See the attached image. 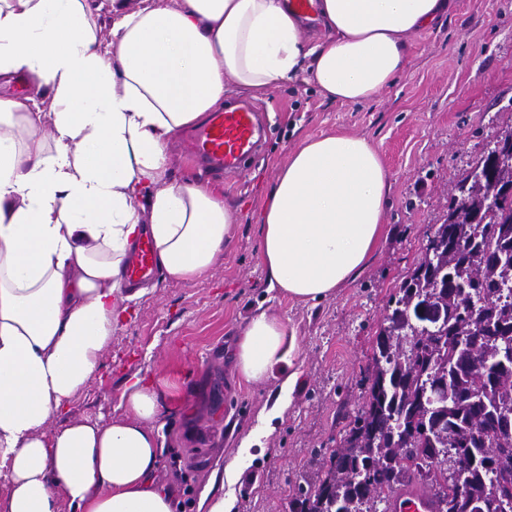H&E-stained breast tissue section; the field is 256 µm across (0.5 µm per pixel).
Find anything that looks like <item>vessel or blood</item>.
<instances>
[{
    "instance_id": "vessel-or-blood-1",
    "label": "vessel or blood",
    "mask_w": 512,
    "mask_h": 512,
    "mask_svg": "<svg viewBox=\"0 0 512 512\" xmlns=\"http://www.w3.org/2000/svg\"><path fill=\"white\" fill-rule=\"evenodd\" d=\"M264 135V121L248 106H225L210 113L207 122L190 138L186 151L192 159L217 176L240 174L256 156ZM150 236H142L134 245L124 269L127 286L158 277ZM395 512H435L429 493L409 485L394 496Z\"/></svg>"
}]
</instances>
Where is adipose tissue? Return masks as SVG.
<instances>
[{
  "label": "adipose tissue",
  "instance_id": "ef3b65f1",
  "mask_svg": "<svg viewBox=\"0 0 512 512\" xmlns=\"http://www.w3.org/2000/svg\"><path fill=\"white\" fill-rule=\"evenodd\" d=\"M0 0V482L6 512H177L154 476L177 374L125 384L122 414L69 418L120 319L123 271L149 234L168 279L191 282L224 258L231 210L210 183L168 178V145L229 91L257 99L307 77L324 100L363 104L409 64L408 36L451 0H317L324 34L303 38L286 0ZM390 177L354 134L305 139L268 189L258 258L269 287L319 302L378 247ZM299 353L295 332L260 312L231 359L260 383ZM60 427H53V420Z\"/></svg>",
  "mask_w": 512,
  "mask_h": 512
}]
</instances>
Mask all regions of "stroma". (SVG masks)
<instances>
[{
	"label": "stroma",
	"instance_id": "35a3bbf8",
	"mask_svg": "<svg viewBox=\"0 0 512 512\" xmlns=\"http://www.w3.org/2000/svg\"><path fill=\"white\" fill-rule=\"evenodd\" d=\"M409 44L401 80L368 104L327 102L301 79L257 101L269 125L262 149L242 175L217 184L234 224L223 260L192 282L159 278L129 304L100 371L72 403L75 417L114 419L128 378L176 371L190 395L166 420L177 444L156 479L183 512H197L212 471L235 458L234 512H296L301 492L319 487L366 407L376 338L402 282L445 222L458 184L512 131V0H454L448 18ZM329 131L378 148L391 182L387 237L353 282L313 305L268 289L258 219L291 151ZM263 310L287 321L300 349L292 366L254 384L237 376L229 353ZM293 371L288 407L274 415Z\"/></svg>",
	"mask_w": 512,
	"mask_h": 512
}]
</instances>
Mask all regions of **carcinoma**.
<instances>
[{
  "label": "carcinoma",
  "mask_w": 512,
  "mask_h": 512,
  "mask_svg": "<svg viewBox=\"0 0 512 512\" xmlns=\"http://www.w3.org/2000/svg\"><path fill=\"white\" fill-rule=\"evenodd\" d=\"M512 185V157L491 166V178H465L424 258L399 289L377 338L367 409L345 448L329 459L327 478L304 494L301 512H391L392 495L415 474L432 492L437 512H512L499 476L485 464V432L512 424V196L488 208L496 185ZM442 311L437 334L408 338L410 318ZM448 397L433 403L439 386ZM466 463L462 486L448 469ZM383 509H378V506Z\"/></svg>",
  "instance_id": "carcinoma-1"
}]
</instances>
